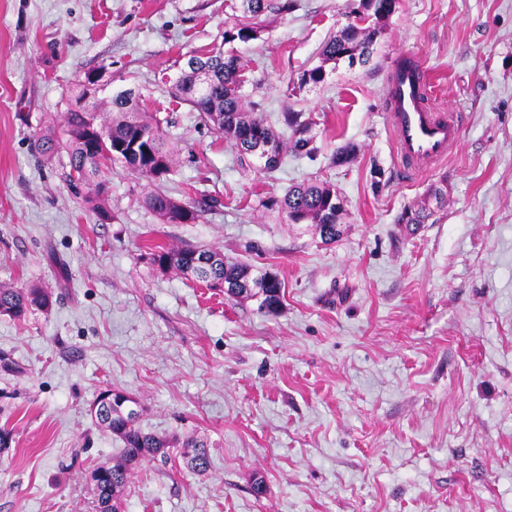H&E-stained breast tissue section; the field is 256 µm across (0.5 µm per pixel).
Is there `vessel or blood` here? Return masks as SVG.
<instances>
[{"label": "vessel or blood", "mask_w": 512, "mask_h": 512, "mask_svg": "<svg viewBox=\"0 0 512 512\" xmlns=\"http://www.w3.org/2000/svg\"><path fill=\"white\" fill-rule=\"evenodd\" d=\"M389 125L401 170L414 176L445 159L459 139L455 116L431 111L427 85L412 70H394L391 79Z\"/></svg>", "instance_id": "vessel-or-blood-1"}]
</instances>
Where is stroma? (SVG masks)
<instances>
[{"label":"stroma","mask_w":512,"mask_h":512,"mask_svg":"<svg viewBox=\"0 0 512 512\" xmlns=\"http://www.w3.org/2000/svg\"><path fill=\"white\" fill-rule=\"evenodd\" d=\"M348 3L298 0L226 44L238 0H0V284L53 295L50 312L0 315V512H96L91 473L122 446L90 413L108 387L171 443L133 470L124 512H512V0H399L368 65L293 90ZM217 47L247 63L246 109L312 117L313 156L259 170L172 97L179 63ZM404 57L435 110L463 117L417 178L386 119ZM93 70L99 112L132 88L160 120L163 189L195 221L161 223L152 184L117 166L99 215L65 181L67 154L34 152ZM308 179L342 199L334 241L264 206ZM440 182L442 210L397 223ZM184 244L276 274L279 312L151 262ZM191 438L205 475L183 464ZM184 448H194L192 453L187 457V467L190 471L197 475H202L209 467V458L206 446L197 440H188L183 444Z\"/></svg>","instance_id":"1"}]
</instances>
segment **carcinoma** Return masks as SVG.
Returning a JSON list of instances; mask_svg holds the SVG:
<instances>
[{
	"label": "carcinoma",
	"mask_w": 512,
	"mask_h": 512,
	"mask_svg": "<svg viewBox=\"0 0 512 512\" xmlns=\"http://www.w3.org/2000/svg\"><path fill=\"white\" fill-rule=\"evenodd\" d=\"M399 0H359L349 14H361V23L352 21L342 26L336 34L324 42L320 50L321 64L307 69L299 76L297 86L314 87L325 81L326 65L346 62L353 66L370 62L377 40L386 30L389 18L396 12ZM242 19L224 30V42L236 40L248 42L259 38L263 23L272 15L288 14L297 7V0H241ZM244 64L240 57L221 50L206 55H192L181 68L173 85V93L200 112L204 121L224 140L233 143L240 153L245 146L263 144L270 146L273 158L263 170L270 171L281 164L282 144L277 132L261 116L248 111L243 103L241 82L238 80ZM141 94L124 89L112 96V113L100 121L107 131L108 140L90 153L84 142L88 120L97 115L84 107L69 109L63 118V137L48 130L37 135L34 146L46 160L64 150L69 157L67 183L86 194V200L95 203L97 211L104 215V184L97 181L103 169L119 165L139 179L162 180L172 171V156L166 148V134L161 122L148 120L138 112ZM284 124L291 131L289 147L296 153L309 154L307 138L311 117L301 112L283 113ZM443 190L436 187L429 194V201L417 207L401 211L396 223L406 225L425 224L434 215L430 202L441 206ZM332 185L315 181L293 186L281 199H269L267 207L281 210L293 224H314L319 233L333 240L338 235L336 226L342 205ZM146 207L155 212L164 224H184L196 219L197 211L183 205L164 192L151 193L144 198ZM152 262L163 270L176 269L181 273L205 281L215 288L224 283L240 289L251 285L245 292L227 291L225 295L238 299L259 300V309L274 314L282 304V284L270 271H255L246 264H228L224 254L215 250H200L188 245L156 249ZM53 306L52 294L37 285H1L0 315L22 319L37 309L48 312ZM98 425L119 438L124 448L117 460L99 466L93 473L96 496L101 512H121L122 497L128 484L130 471L143 460L169 447V442L142 432L135 422L125 415L123 404L109 403L106 414L95 418ZM183 447L192 449L187 457V467L202 475L209 467L205 445L190 440Z\"/></svg>",
	"instance_id": "1"
}]
</instances>
